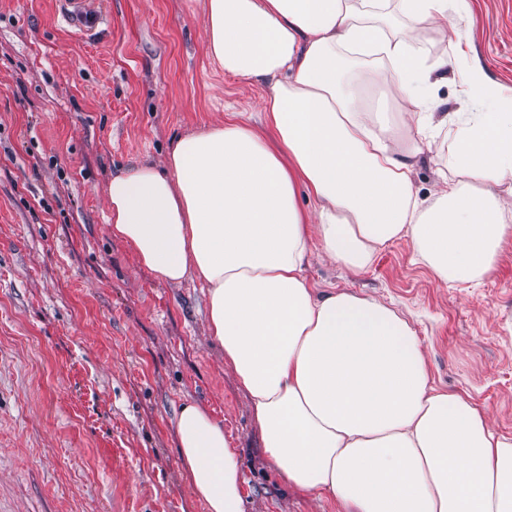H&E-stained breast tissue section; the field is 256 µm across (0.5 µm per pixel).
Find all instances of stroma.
I'll use <instances>...</instances> for the list:
<instances>
[{
    "instance_id": "1",
    "label": "stroma",
    "mask_w": 512,
    "mask_h": 512,
    "mask_svg": "<svg viewBox=\"0 0 512 512\" xmlns=\"http://www.w3.org/2000/svg\"><path fill=\"white\" fill-rule=\"evenodd\" d=\"M472 50L512 89V0H470ZM82 35L60 0H0V512H204L182 473L184 402L223 423L245 512H336L265 456L211 338L199 283L157 282L107 222L113 173L163 165L180 135L256 112L260 90L205 55L196 0H99ZM322 290L374 297L415 327L436 387L512 437V236L495 270L440 283L408 241Z\"/></svg>"
}]
</instances>
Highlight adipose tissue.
Returning a JSON list of instances; mask_svg holds the SVG:
<instances>
[{
	"label": "adipose tissue",
	"instance_id": "1",
	"mask_svg": "<svg viewBox=\"0 0 512 512\" xmlns=\"http://www.w3.org/2000/svg\"><path fill=\"white\" fill-rule=\"evenodd\" d=\"M202 14L207 57L262 88L280 148L237 112L177 138L164 166L113 176V239L157 281L205 287L210 334L289 486L339 512H512V437L435 387L393 308L305 274L314 250L357 275L401 239L442 283L494 271L512 235V94L466 52L468 0H202ZM396 17L448 51L412 57ZM441 133L451 171L424 190L422 139ZM175 434L207 512H244L223 424L187 402Z\"/></svg>",
	"mask_w": 512,
	"mask_h": 512
}]
</instances>
